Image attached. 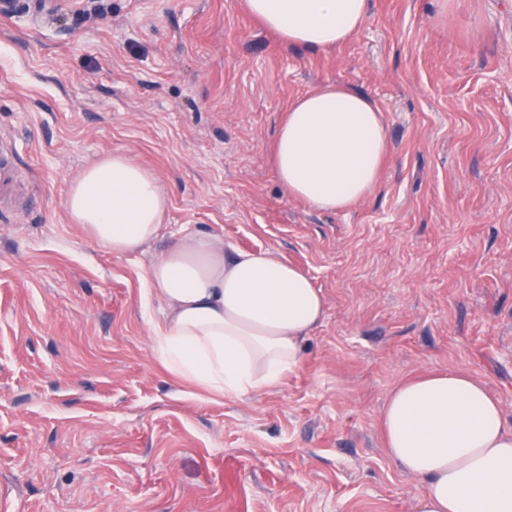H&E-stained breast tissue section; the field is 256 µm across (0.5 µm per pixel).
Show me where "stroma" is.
Returning <instances> with one entry per match:
<instances>
[{
  "label": "stroma",
  "mask_w": 512,
  "mask_h": 512,
  "mask_svg": "<svg viewBox=\"0 0 512 512\" xmlns=\"http://www.w3.org/2000/svg\"><path fill=\"white\" fill-rule=\"evenodd\" d=\"M13 0L0 12V512H414L382 446L402 378L484 379L512 425V0H369L360 31L284 45L243 0ZM373 99L391 153L368 198H289L270 147L289 102ZM122 151L170 199L134 255L71 224V181ZM305 271L325 316L300 365L243 399L152 357L146 272L184 230Z\"/></svg>",
  "instance_id": "obj_1"
}]
</instances>
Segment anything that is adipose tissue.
<instances>
[{
    "label": "adipose tissue",
    "mask_w": 512,
    "mask_h": 512,
    "mask_svg": "<svg viewBox=\"0 0 512 512\" xmlns=\"http://www.w3.org/2000/svg\"><path fill=\"white\" fill-rule=\"evenodd\" d=\"M245 8L286 44L326 50L359 30L369 2L245 0ZM389 153L379 104L341 84L295 98L272 143L289 197L327 212L366 198ZM169 205L153 172L122 152L81 172L65 202L70 222L116 255L157 239ZM147 282L163 305L149 329L155 359L208 396L276 386L324 317V296L302 269L210 234L183 232ZM378 422L390 461L421 483L414 512H512V427L483 379L455 370L401 379Z\"/></svg>",
    "instance_id": "1"
}]
</instances>
